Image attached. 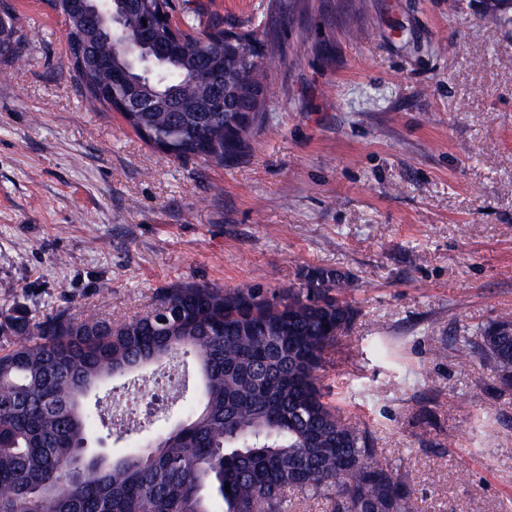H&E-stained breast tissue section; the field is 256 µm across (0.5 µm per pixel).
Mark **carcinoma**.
I'll list each match as a JSON object with an SVG mask.
<instances>
[{"mask_svg":"<svg viewBox=\"0 0 512 512\" xmlns=\"http://www.w3.org/2000/svg\"><path fill=\"white\" fill-rule=\"evenodd\" d=\"M158 0L138 14L107 0L99 21H122L123 39H93L79 21L81 0L63 4L73 79L92 109L121 107L112 73L126 70L137 89L162 100L153 112L123 117L175 159L224 163L248 145L263 113L207 112L210 84L197 61L220 54L215 77L250 94L267 77L235 52L224 30L186 35L183 45L147 68L138 57L147 32L170 31ZM19 58L26 39L9 25ZM184 111H169L170 103ZM351 281L318 269L286 291L261 284L227 289L191 284L163 290L149 312L112 322L64 311L30 322L0 315V512H288V493L328 512H414L411 494L391 496L405 480L378 459L368 431L323 401V355L357 315ZM499 317L465 338L501 386L512 377V335ZM192 364L200 391L181 419L124 454L89 455L101 440L105 398L92 394L161 360ZM230 491H225V485Z\"/></svg>","mask_w":512,"mask_h":512,"instance_id":"obj_1","label":"carcinoma"}]
</instances>
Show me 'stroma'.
<instances>
[{
	"label": "stroma",
	"instance_id": "obj_1",
	"mask_svg": "<svg viewBox=\"0 0 512 512\" xmlns=\"http://www.w3.org/2000/svg\"><path fill=\"white\" fill-rule=\"evenodd\" d=\"M0 60V312L112 321L184 284L282 290L347 274L359 313L320 384L367 428L417 512H512V389L458 349L512 314V0H170L281 54L249 146L173 159L90 109L45 0ZM103 387L139 437L194 392L191 369Z\"/></svg>",
	"mask_w": 512,
	"mask_h": 512
}]
</instances>
